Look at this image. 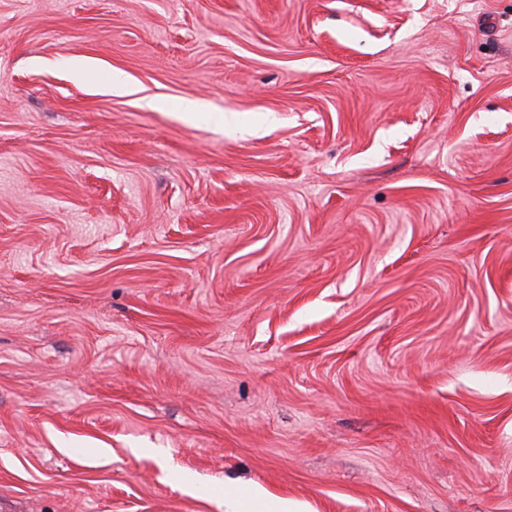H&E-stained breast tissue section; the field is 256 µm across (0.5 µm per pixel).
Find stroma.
<instances>
[{
	"instance_id": "1",
	"label": "stroma",
	"mask_w": 512,
	"mask_h": 512,
	"mask_svg": "<svg viewBox=\"0 0 512 512\" xmlns=\"http://www.w3.org/2000/svg\"><path fill=\"white\" fill-rule=\"evenodd\" d=\"M256 489L512 512V0H0V512Z\"/></svg>"
}]
</instances>
